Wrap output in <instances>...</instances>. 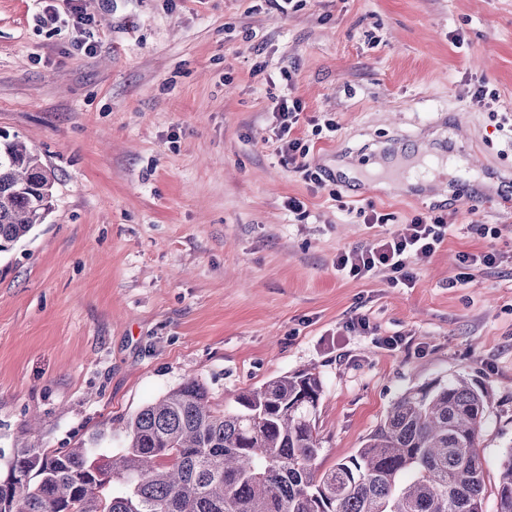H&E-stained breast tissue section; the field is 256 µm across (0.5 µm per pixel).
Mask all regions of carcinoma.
Segmentation results:
<instances>
[{"label": "carcinoma", "mask_w": 512, "mask_h": 512, "mask_svg": "<svg viewBox=\"0 0 512 512\" xmlns=\"http://www.w3.org/2000/svg\"><path fill=\"white\" fill-rule=\"evenodd\" d=\"M54 206V178L19 139L0 145V249ZM323 383L299 371L212 406L190 377L126 425V446L94 456L18 444L0 474V512H483L484 391L461 376L406 391L362 448L326 471L317 423ZM512 512V450L496 487Z\"/></svg>", "instance_id": "1"}]
</instances>
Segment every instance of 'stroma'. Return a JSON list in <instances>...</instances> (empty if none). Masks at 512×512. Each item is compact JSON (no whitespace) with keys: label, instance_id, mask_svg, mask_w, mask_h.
<instances>
[{"label":"stroma","instance_id":"obj_1","mask_svg":"<svg viewBox=\"0 0 512 512\" xmlns=\"http://www.w3.org/2000/svg\"><path fill=\"white\" fill-rule=\"evenodd\" d=\"M276 96L302 101L307 170L280 160ZM0 129L55 179L45 222L0 253V464L19 438L76 446L189 377L221 409L309 370L326 470L407 390L461 375L488 395L496 512L512 449V0H0ZM431 133L491 181L483 200L381 191L332 165ZM420 213L450 226L411 285L337 272L342 251ZM486 251L500 263L457 262Z\"/></svg>","mask_w":512,"mask_h":512}]
</instances>
